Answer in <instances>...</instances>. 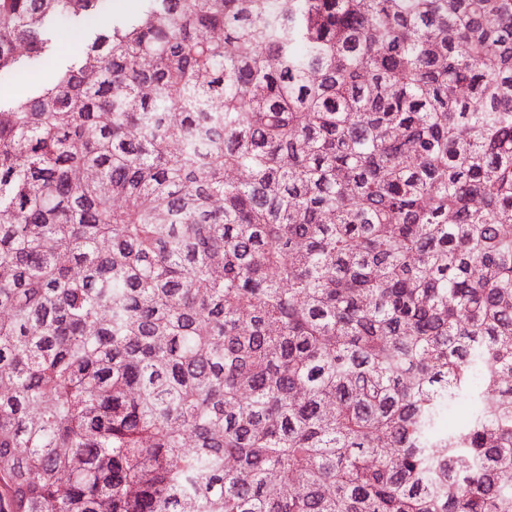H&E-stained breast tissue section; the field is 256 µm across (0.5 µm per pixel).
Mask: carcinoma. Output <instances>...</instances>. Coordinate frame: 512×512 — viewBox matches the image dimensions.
I'll use <instances>...</instances> for the list:
<instances>
[{"label":"carcinoma","mask_w":512,"mask_h":512,"mask_svg":"<svg viewBox=\"0 0 512 512\" xmlns=\"http://www.w3.org/2000/svg\"><path fill=\"white\" fill-rule=\"evenodd\" d=\"M108 2L0 0V512H512V0Z\"/></svg>","instance_id":"cac0c4a2"}]
</instances>
